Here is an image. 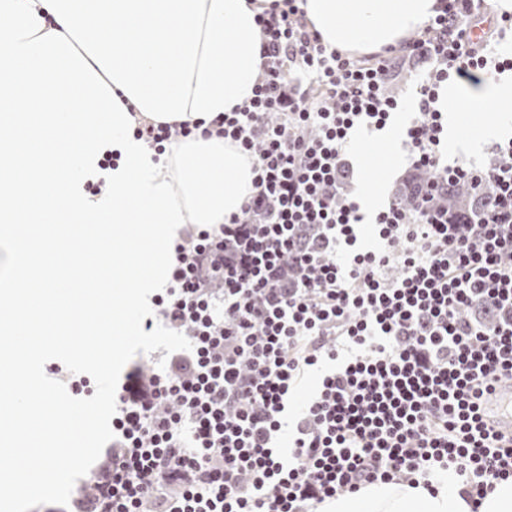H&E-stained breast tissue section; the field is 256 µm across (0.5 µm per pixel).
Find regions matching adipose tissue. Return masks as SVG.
<instances>
[{
    "mask_svg": "<svg viewBox=\"0 0 512 512\" xmlns=\"http://www.w3.org/2000/svg\"><path fill=\"white\" fill-rule=\"evenodd\" d=\"M274 0H0V381L38 383L50 352L110 365L123 349L103 312L146 309L168 282L171 248L187 224H220L252 190V161L231 140L197 125L247 102L261 72L257 16ZM440 0H304L325 45L363 56L395 46L435 16ZM448 137L458 115L485 105L512 112V81L442 92ZM25 103L22 112L16 103ZM194 126L155 160L135 117ZM104 183L93 195L88 185ZM112 259L123 288L52 280L75 255ZM47 285L21 287L26 270ZM43 321V345L19 354L14 334ZM96 325L100 345L75 339ZM320 512H512V481L479 509L456 489L377 483L326 500Z\"/></svg>",
    "mask_w": 512,
    "mask_h": 512,
    "instance_id": "1",
    "label": "adipose tissue"
}]
</instances>
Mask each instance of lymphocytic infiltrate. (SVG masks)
Listing matches in <instances>:
<instances>
[{
    "mask_svg": "<svg viewBox=\"0 0 512 512\" xmlns=\"http://www.w3.org/2000/svg\"><path fill=\"white\" fill-rule=\"evenodd\" d=\"M441 2L418 36L362 58L327 49L302 0L259 14L254 94L210 123L251 156L253 192L174 242L157 304L192 348L129 374L92 512H317L379 481L449 482L476 505L512 479V434L480 413L512 379V140L488 168L440 154L442 88L512 71L497 51L512 15ZM402 56L433 62L406 130L433 177L415 210L377 213L381 246L364 250L343 155L353 128L399 111L386 87ZM452 182L497 194L475 220L433 210Z\"/></svg>",
    "mask_w": 512,
    "mask_h": 512,
    "instance_id": "lymphocytic-infiltrate-1",
    "label": "lymphocytic infiltrate"
}]
</instances>
